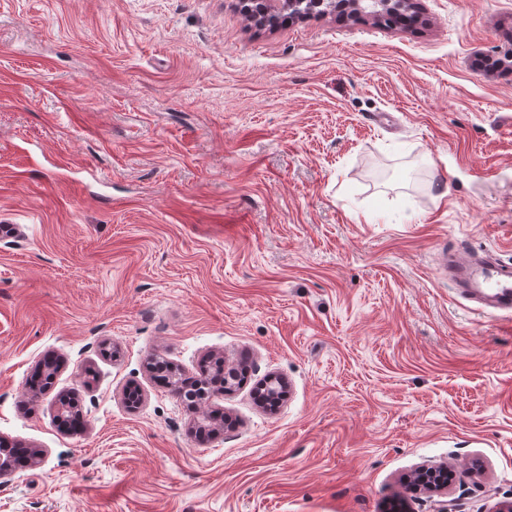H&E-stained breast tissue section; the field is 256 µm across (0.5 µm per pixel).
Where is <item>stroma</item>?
<instances>
[{"mask_svg": "<svg viewBox=\"0 0 512 512\" xmlns=\"http://www.w3.org/2000/svg\"><path fill=\"white\" fill-rule=\"evenodd\" d=\"M420 9L261 28L238 0H0V437L44 451L0 512L512 501V321L440 270L460 242L512 267V0ZM155 353L246 366L212 402L231 425L199 438ZM440 466L447 491L413 490Z\"/></svg>", "mask_w": 512, "mask_h": 512, "instance_id": "obj_1", "label": "stroma"}]
</instances>
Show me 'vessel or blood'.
I'll return each instance as SVG.
<instances>
[{
	"label": "vessel or blood",
	"mask_w": 512,
	"mask_h": 512,
	"mask_svg": "<svg viewBox=\"0 0 512 512\" xmlns=\"http://www.w3.org/2000/svg\"><path fill=\"white\" fill-rule=\"evenodd\" d=\"M441 263L454 290L466 299L481 301L490 297L492 308L503 317H512V270L481 266L470 249L460 246L443 254Z\"/></svg>",
	"instance_id": "vessel-or-blood-1"
}]
</instances>
